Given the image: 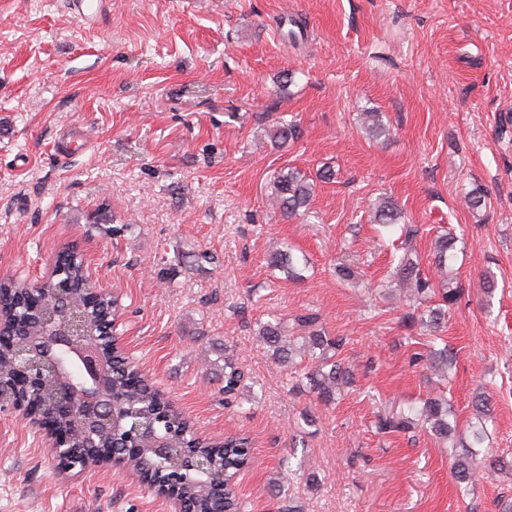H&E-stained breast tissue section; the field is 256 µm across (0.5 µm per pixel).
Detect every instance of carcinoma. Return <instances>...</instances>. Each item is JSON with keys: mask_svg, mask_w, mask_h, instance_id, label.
I'll use <instances>...</instances> for the list:
<instances>
[{"mask_svg": "<svg viewBox=\"0 0 512 512\" xmlns=\"http://www.w3.org/2000/svg\"><path fill=\"white\" fill-rule=\"evenodd\" d=\"M361 124L373 136L386 133L379 113L363 112ZM296 136V127L281 117L273 127L272 139L286 142ZM314 193V184L299 169L289 167L273 183L270 202L279 211L291 217L308 207ZM401 211L397 206L384 200L374 211V220L381 227L399 233L404 244L393 275L400 286L407 289L409 300L428 303L422 311L420 322L437 333L448 323V311L457 302L460 292L448 283V266L454 257L456 238L441 235L433 247L432 265L436 272L430 278L420 268L418 260L410 258L415 252L413 240L416 230L410 224L400 223ZM56 263L62 269L61 278L70 282L72 301L83 306L85 330L100 338L103 346L104 363L112 372V405L122 420L106 429L86 430L69 417L59 420V428L67 437V452L73 464L79 468L93 464L97 456L94 446L112 449L115 460L138 473L141 480L150 487L168 486L184 504L185 512H240L241 503L237 497L236 478L248 470L254 461L252 441L244 435L229 434L221 440H206L197 437L189 423L171 414L169 403L147 381L139 368L125 356L119 345L108 346V340L100 337L108 320L118 319L117 300L107 295L87 296L88 288L83 283V260L75 247H68L57 255ZM270 264L285 271L288 277L299 279V258L290 247L270 253ZM53 283L44 281L30 284L22 280L0 281V303L16 310L21 329L15 335L0 338V380L10 384L14 380L12 360L20 351L53 365L56 375L71 382L77 392H90L95 383L85 375L77 356L67 350L50 352L44 347L45 326L41 323L38 304L52 300ZM439 298L436 305L431 299ZM259 336L271 352L273 359L281 364L293 363L297 354L294 337L288 335V327L281 322H267L261 326ZM345 344L342 337L324 336L313 333L305 340L303 347L311 355L312 366L306 372L309 388L317 397L327 403L335 399L336 386L346 381L348 371L334 360V353ZM428 360L437 366L449 367L455 360V353L448 344L430 350ZM243 373L235 363L224 361V392L233 394L238 390ZM35 398L40 414L57 418V388L50 380L36 388L19 389V394ZM451 406L445 397H428L411 407L406 414L385 422L388 429L404 430L413 422L432 432L436 438L446 441L454 436L458 441L450 445L455 466L457 491L468 493L470 486L481 475L485 467L479 458L478 448L486 437L484 427H469L463 431L449 420ZM150 425L169 437L174 444L187 449L180 464L160 468L154 464L152 454L137 451L139 441L134 426Z\"/></svg>", "mask_w": 512, "mask_h": 512, "instance_id": "1", "label": "carcinoma"}]
</instances>
